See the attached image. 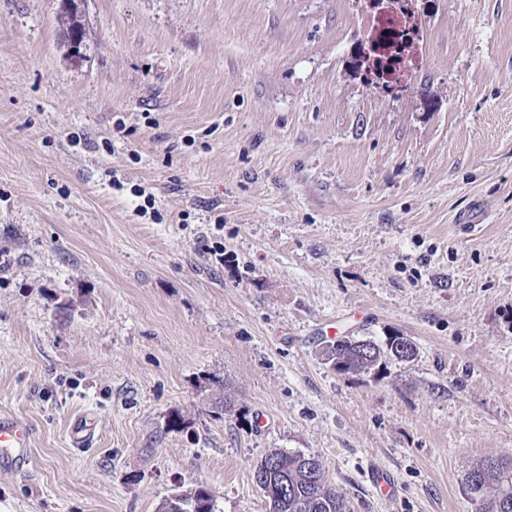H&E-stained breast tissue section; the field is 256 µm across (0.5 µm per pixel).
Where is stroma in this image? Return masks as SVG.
Instances as JSON below:
<instances>
[{
	"label": "stroma",
	"mask_w": 512,
	"mask_h": 512,
	"mask_svg": "<svg viewBox=\"0 0 512 512\" xmlns=\"http://www.w3.org/2000/svg\"><path fill=\"white\" fill-rule=\"evenodd\" d=\"M363 5L88 0L75 62L58 0H0V414L33 428L0 512H268L275 450L348 512H476L512 454V0H419L397 92L352 67ZM330 322L417 356L337 372ZM472 476L477 477L474 481ZM466 486L478 512H512V458L489 459L467 475Z\"/></svg>",
	"instance_id": "stroma-1"
}]
</instances>
